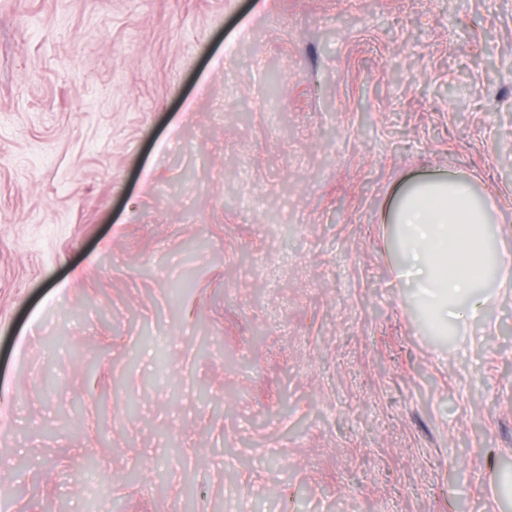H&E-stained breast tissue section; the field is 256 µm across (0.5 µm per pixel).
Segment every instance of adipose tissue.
I'll list each match as a JSON object with an SVG mask.
<instances>
[{"mask_svg": "<svg viewBox=\"0 0 512 512\" xmlns=\"http://www.w3.org/2000/svg\"><path fill=\"white\" fill-rule=\"evenodd\" d=\"M490 208L465 179L440 177L402 187L386 210L384 223L400 229V275L426 293L438 326L456 318L455 306L464 301L467 321L484 320L490 299L479 296V288L491 278L501 287L512 284V251L488 250Z\"/></svg>", "mask_w": 512, "mask_h": 512, "instance_id": "1", "label": "adipose tissue"}]
</instances>
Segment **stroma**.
<instances>
[{"label":"stroma","instance_id":"obj_1","mask_svg":"<svg viewBox=\"0 0 512 512\" xmlns=\"http://www.w3.org/2000/svg\"><path fill=\"white\" fill-rule=\"evenodd\" d=\"M512 233V0H0V512H512V296L433 335L395 185Z\"/></svg>","mask_w":512,"mask_h":512}]
</instances>
